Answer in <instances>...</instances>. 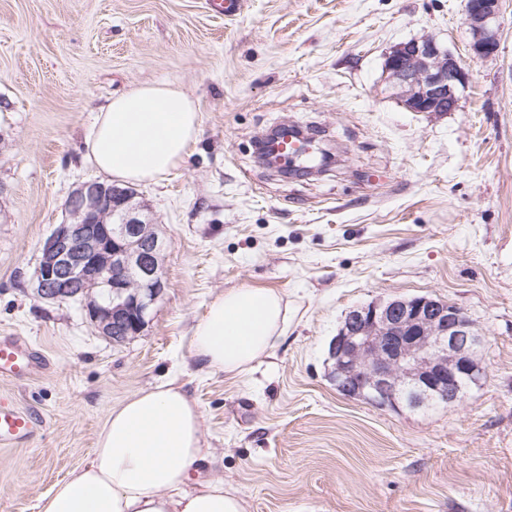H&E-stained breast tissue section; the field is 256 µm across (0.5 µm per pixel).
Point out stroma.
Here are the masks:
<instances>
[{"label": "stroma", "instance_id": "obj_1", "mask_svg": "<svg viewBox=\"0 0 512 512\" xmlns=\"http://www.w3.org/2000/svg\"><path fill=\"white\" fill-rule=\"evenodd\" d=\"M465 0H0V336L44 367L0 376L33 434L0 444V512H39L88 462L107 411L173 380L248 512H512V0L500 47L474 56ZM434 37L470 71L457 111L411 112L383 76L395 44ZM144 83L200 116L182 163L137 184L165 241L166 288L140 336H102L80 302L37 298L41 242L79 183L100 107ZM283 124L335 161L286 179L253 144ZM273 288L291 310L243 376L201 369L193 327L229 288ZM430 295L487 340L485 378L429 410L342 395L329 344L348 310Z\"/></svg>", "mask_w": 512, "mask_h": 512}]
</instances>
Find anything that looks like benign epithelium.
<instances>
[{
  "mask_svg": "<svg viewBox=\"0 0 512 512\" xmlns=\"http://www.w3.org/2000/svg\"><path fill=\"white\" fill-rule=\"evenodd\" d=\"M499 13L500 0H466L470 49L481 58L498 52ZM383 74L410 112L457 111L469 82L464 64L429 36L392 46ZM65 210L41 244L34 293L49 303L80 301L114 342L140 335L166 288V245L144 206L128 189L92 179L72 190ZM484 342L463 309L430 296L394 297L350 309L330 355L346 395L418 408L459 401L462 383L482 375Z\"/></svg>",
  "mask_w": 512,
  "mask_h": 512,
  "instance_id": "7a95c632",
  "label": "benign epithelium"
}]
</instances>
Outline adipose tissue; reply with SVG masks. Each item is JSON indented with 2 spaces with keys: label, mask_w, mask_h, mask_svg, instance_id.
<instances>
[{
  "label": "adipose tissue",
  "mask_w": 512,
  "mask_h": 512,
  "mask_svg": "<svg viewBox=\"0 0 512 512\" xmlns=\"http://www.w3.org/2000/svg\"><path fill=\"white\" fill-rule=\"evenodd\" d=\"M198 131V108L187 93L147 84L98 112L85 147L107 176L144 182L176 168ZM288 321L282 292L232 288L195 326L191 353L207 370L240 376L272 355ZM200 419L197 404L175 382L135 393L109 409L91 460L42 499L40 512H246L223 479H191L208 456Z\"/></svg>",
  "instance_id": "1"
}]
</instances>
